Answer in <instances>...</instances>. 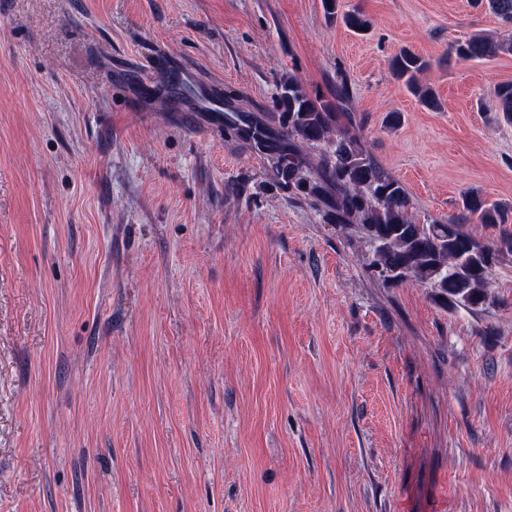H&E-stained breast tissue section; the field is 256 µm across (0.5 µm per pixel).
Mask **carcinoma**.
Here are the masks:
<instances>
[{
    "mask_svg": "<svg viewBox=\"0 0 512 512\" xmlns=\"http://www.w3.org/2000/svg\"><path fill=\"white\" fill-rule=\"evenodd\" d=\"M506 24H512V0H475ZM329 15L349 30L364 34L371 26L358 9L340 10V0H323ZM459 59L477 60L512 52V43L474 34L456 43ZM429 67L422 57L402 50L391 61L395 76L403 80L427 108L439 109L432 89L420 83ZM498 117L512 124V84L497 86ZM346 90L336 102L310 94L288 72L276 84L275 104L281 111L279 126L241 112L224 113V133L247 141L267 162L274 179L288 193L322 209L326 218L362 239L370 247L367 269L385 285L416 282L431 289L441 305L477 311L490 301L496 265L512 253V232L502 231L498 242L486 243L465 229L481 224H512V208L488 201L471 188L461 195L458 213L446 221L418 224L414 202L399 179L378 164L361 136L352 131L351 113L344 111ZM322 149L313 161L302 147Z\"/></svg>",
    "mask_w": 512,
    "mask_h": 512,
    "instance_id": "1",
    "label": "carcinoma"
}]
</instances>
